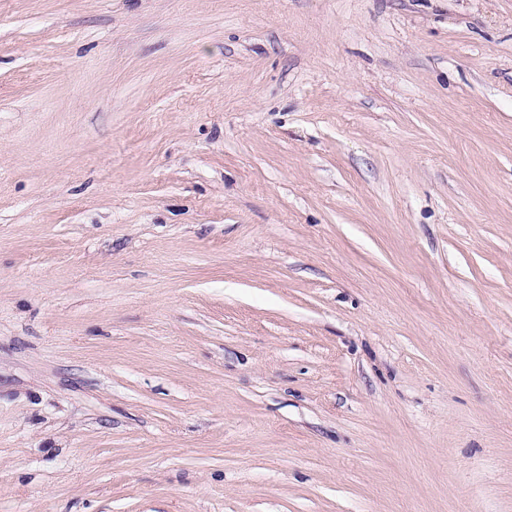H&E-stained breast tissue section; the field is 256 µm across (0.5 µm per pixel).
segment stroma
Listing matches in <instances>:
<instances>
[{
  "label": "stroma",
  "instance_id": "obj_1",
  "mask_svg": "<svg viewBox=\"0 0 512 512\" xmlns=\"http://www.w3.org/2000/svg\"><path fill=\"white\" fill-rule=\"evenodd\" d=\"M0 512H512V0H0Z\"/></svg>",
  "mask_w": 512,
  "mask_h": 512
}]
</instances>
